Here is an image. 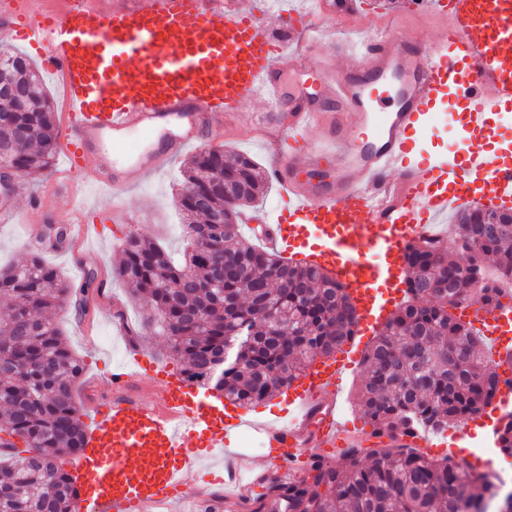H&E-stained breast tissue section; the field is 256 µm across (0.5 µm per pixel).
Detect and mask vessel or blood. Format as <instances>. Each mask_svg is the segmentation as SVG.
Instances as JSON below:
<instances>
[{
	"label": "vessel or blood",
	"instance_id": "vessel-or-blood-1",
	"mask_svg": "<svg viewBox=\"0 0 512 512\" xmlns=\"http://www.w3.org/2000/svg\"><path fill=\"white\" fill-rule=\"evenodd\" d=\"M405 7L445 19L436 44L414 30L364 28L358 41L337 42L346 66L313 50L324 37L322 18L362 14L360 0H316L311 8L280 0L282 22L300 36L291 49L273 38L266 11L251 0H70L65 12L35 18L16 0L0 12V28L62 83L59 146L69 169L113 195L206 141L221 122L260 128L275 148L268 177L285 200L264 217L268 244L331 271L359 313L353 342L290 385L279 424L251 425L243 413H223L145 352L113 367L116 395L94 403L91 441L72 461L93 480L77 512H162L216 458L224 462L216 481L230 487L233 503L262 486L301 479L312 458L337 459L351 447L433 454L425 436L353 433L339 413L341 393L359 338L399 298L407 245L436 237L449 210L474 199L512 202L511 150L434 160L412 159L407 150L431 95L446 86L466 105V139L482 135L494 113L512 109V0H405ZM283 61L306 85L287 89ZM258 98L266 111H247ZM133 133L158 141L108 162L107 153ZM317 171L328 181H308ZM459 315L493 347L512 334L511 301L488 307L475 300ZM137 381L151 399L123 396ZM247 425L262 440L265 467L234 446Z\"/></svg>",
	"mask_w": 512,
	"mask_h": 512
}]
</instances>
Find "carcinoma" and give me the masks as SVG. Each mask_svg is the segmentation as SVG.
Instances as JSON below:
<instances>
[{
  "instance_id": "obj_1",
  "label": "carcinoma",
  "mask_w": 512,
  "mask_h": 512,
  "mask_svg": "<svg viewBox=\"0 0 512 512\" xmlns=\"http://www.w3.org/2000/svg\"><path fill=\"white\" fill-rule=\"evenodd\" d=\"M0 75L20 93L0 95L10 137L0 142V169L21 178L47 171L58 149L53 104L23 56L0 51ZM178 207L187 220L183 258L135 234L124 244L118 276L130 295L149 301L146 331L164 337L184 363L185 379L239 405L288 387L316 359L353 334L356 306L346 286L322 268L285 260L242 238L241 208L265 192L267 178L244 154L198 152L183 170ZM458 234L476 250L461 259L440 240L419 241L404 255L409 298L382 323L365 355L358 399L372 433L459 427L490 403L499 374L483 362L481 339L449 309L475 286L488 303V279L512 280V210H465ZM98 270L85 268L79 296L59 271L37 257L0 270V449L24 452L0 463V512H76V478L60 462L88 445L74 401L83 360L69 348L53 313L89 311ZM512 456V422L497 431ZM345 466L322 459L312 481L274 483L247 501L248 512H481L498 495L487 473L413 448H349Z\"/></svg>"
}]
</instances>
